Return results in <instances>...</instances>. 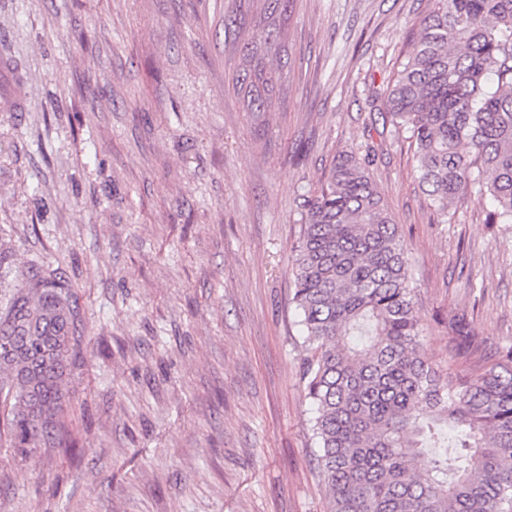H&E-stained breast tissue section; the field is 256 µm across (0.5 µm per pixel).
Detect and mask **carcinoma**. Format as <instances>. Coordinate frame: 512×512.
<instances>
[{"mask_svg": "<svg viewBox=\"0 0 512 512\" xmlns=\"http://www.w3.org/2000/svg\"><path fill=\"white\" fill-rule=\"evenodd\" d=\"M248 66L234 91L274 112L281 77L267 60L295 0H261ZM383 112L415 147L435 209L470 187L489 194L488 224L512 223V0H436L389 80ZM347 155L305 200L289 256L327 512H512V347L467 377L428 360L408 259L369 173ZM80 311L59 269L41 270L0 313V429L26 451L61 445L65 383ZM453 355L482 341L448 318Z\"/></svg>", "mask_w": 512, "mask_h": 512, "instance_id": "carcinoma-1", "label": "carcinoma"}]
</instances>
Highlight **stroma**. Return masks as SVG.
Segmentation results:
<instances>
[{
	"mask_svg": "<svg viewBox=\"0 0 512 512\" xmlns=\"http://www.w3.org/2000/svg\"><path fill=\"white\" fill-rule=\"evenodd\" d=\"M433 0H296L279 111H243L235 0H0V301L65 272L70 448L0 440V512H326L288 256L306 196L370 156L423 343L463 376L512 346V223L435 213L378 95ZM483 350L455 358L448 316Z\"/></svg>",
	"mask_w": 512,
	"mask_h": 512,
	"instance_id": "35a3bbf8",
	"label": "stroma"
}]
</instances>
